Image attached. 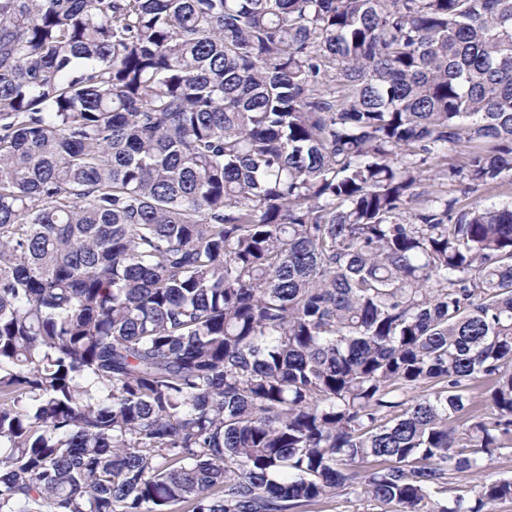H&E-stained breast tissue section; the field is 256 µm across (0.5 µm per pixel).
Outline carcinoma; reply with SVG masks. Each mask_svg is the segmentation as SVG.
I'll list each match as a JSON object with an SVG mask.
<instances>
[{
	"label": "carcinoma",
	"instance_id": "carcinoma-1",
	"mask_svg": "<svg viewBox=\"0 0 512 512\" xmlns=\"http://www.w3.org/2000/svg\"><path fill=\"white\" fill-rule=\"evenodd\" d=\"M506 181L512 0H0V512L512 500Z\"/></svg>",
	"mask_w": 512,
	"mask_h": 512
}]
</instances>
